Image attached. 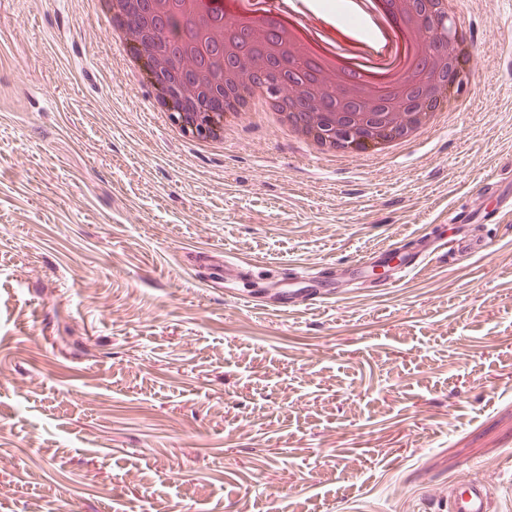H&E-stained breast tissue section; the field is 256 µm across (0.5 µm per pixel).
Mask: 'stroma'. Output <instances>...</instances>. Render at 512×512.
<instances>
[{
	"instance_id": "35a3bbf8",
	"label": "stroma",
	"mask_w": 512,
	"mask_h": 512,
	"mask_svg": "<svg viewBox=\"0 0 512 512\" xmlns=\"http://www.w3.org/2000/svg\"><path fill=\"white\" fill-rule=\"evenodd\" d=\"M96 0H0V512H512V0H462L468 99L378 158L246 116L173 136ZM476 252L362 283L345 262ZM252 265L225 285L222 266ZM333 276L287 312L253 288ZM392 251L391 244L379 246L371 250L369 255L355 258L346 263V271L353 279H362L364 271L375 262L382 260L385 256L389 255ZM491 499L488 487L477 481L456 482L437 510L441 512H490Z\"/></svg>"
}]
</instances>
